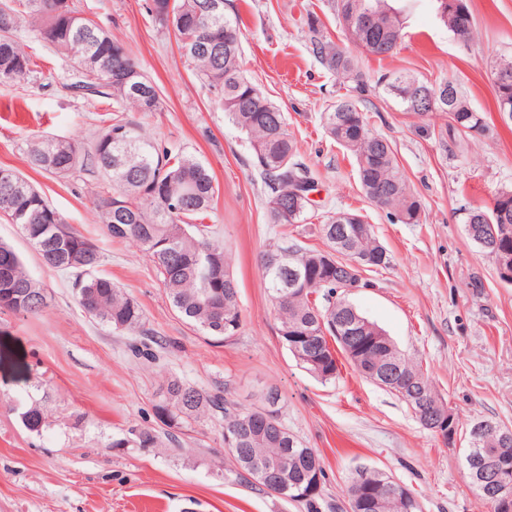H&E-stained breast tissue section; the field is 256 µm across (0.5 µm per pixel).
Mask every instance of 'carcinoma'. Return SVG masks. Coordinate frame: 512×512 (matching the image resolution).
I'll list each match as a JSON object with an SVG mask.
<instances>
[{
  "mask_svg": "<svg viewBox=\"0 0 512 512\" xmlns=\"http://www.w3.org/2000/svg\"><path fill=\"white\" fill-rule=\"evenodd\" d=\"M61 0H3L0 3V81L19 78L33 71L35 62L14 39L24 22L41 39L60 53L73 59L80 74L76 88L88 93L106 89L117 106L141 109L140 101L117 79L116 70L132 61L125 47L93 20L84 17L72 5L66 10L52 9ZM209 0H152L149 11L174 33L181 55L193 65L199 78L215 93V102L225 119L246 134L264 182L270 188L265 208L268 223L283 228L282 234L295 224H306L314 217L310 204L298 209L282 210L276 199L288 197L298 179L313 181L308 168L297 160L298 147L287 129L281 110L254 84L242 68L243 33L237 19L224 10L209 17L203 30L217 36L223 53L216 61L199 51L200 33L194 26L197 11ZM440 20L452 32L474 37L473 17L466 0L446 12L439 11L443 0H433ZM337 19L356 43L368 54L386 57L396 50L402 39V11L388 0H332ZM308 42L313 56L330 73L350 83L349 95L322 113L329 136L351 152L357 165L358 179L366 197L375 205L396 212L405 224L421 223V204L410 192L394 152L386 139L371 132L361 109L368 91L366 75L358 63L336 43L321 34L323 23L316 15L307 19ZM384 89L409 106L406 96L422 87L442 86L419 80L409 74L393 73L379 80ZM497 107L512 110V82H494ZM448 113V132L482 135L489 129L486 116L472 110L461 96H456ZM30 167L57 175H68L91 166L110 181L111 189L98 193L96 208L101 223L114 239L129 240L139 246L154 264L171 306L187 321L217 341L237 334L242 314L232 273L233 256L223 241L208 234L202 220L213 209L218 188L207 167L195 156L183 151L159 150L152 141L125 122L119 115L103 127L89 149L78 143L45 137L28 146ZM25 193L16 196L15 209L5 217L14 218L51 270L74 276L76 299L89 317L131 335L132 352L151 356L149 344L140 339L143 313L138 303L99 273L101 254L86 237L64 222L62 216L17 173ZM349 227L348 237L336 248L333 234L336 225ZM465 224L477 228L471 240L491 260L501 251L512 252V189L494 194L491 206L467 209ZM314 230L326 241L327 249L275 243L262 256V275L268 296L279 323V334L287 348L297 338L307 337L315 343L310 359L298 363L323 383L336 381L339 375L336 353H341L365 378L385 358V352L367 341L384 331L364 317L347 299V291L336 283V262L365 257L362 270L386 268L390 257L376 238L372 226L362 216L344 211L331 212ZM340 250V260L332 251ZM285 250L288 271L270 268V257ZM301 273V280L291 281V270ZM14 292V298L0 304L1 310L42 313L47 304L44 288L26 270L19 254L0 242V295ZM406 375L403 388L416 390L425 401L426 410L440 411L444 406L421 369V364L398 349H393ZM278 396L269 391L260 404L241 408L219 392L211 393L179 379L168 381L156 412L169 425L196 421L205 415L224 414V433L234 438L225 448L237 473L249 476L265 486L260 472L267 463L282 455L283 482L288 486L285 498L305 504L310 512H319L320 494L305 495L315 476L325 479L323 461L318 452L307 448L296 437L286 442L278 427L283 421L273 409ZM24 426L39 432L46 416L37 407L22 413ZM123 444L138 448L160 445L159 435L148 428H130ZM496 458L512 461V429L496 423L485 429L479 443L466 449V477L478 496L499 512L497 501L512 495V485L488 484L484 472ZM384 473L373 471L367 478L355 473L347 487L351 512H358L359 483H379ZM406 486L393 482L381 490L379 512H405L400 496Z\"/></svg>",
  "mask_w": 512,
  "mask_h": 512,
  "instance_id": "carcinoma-1",
  "label": "carcinoma"
}]
</instances>
